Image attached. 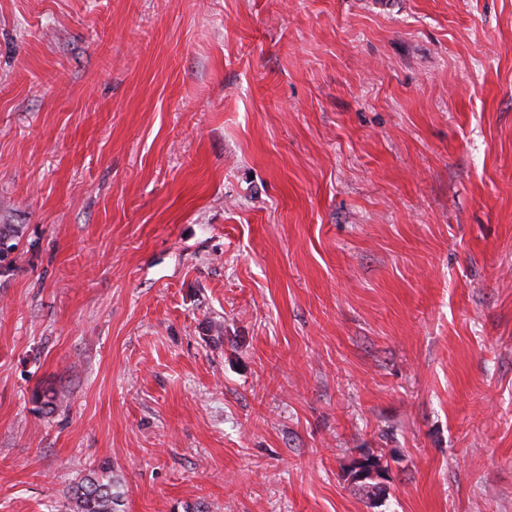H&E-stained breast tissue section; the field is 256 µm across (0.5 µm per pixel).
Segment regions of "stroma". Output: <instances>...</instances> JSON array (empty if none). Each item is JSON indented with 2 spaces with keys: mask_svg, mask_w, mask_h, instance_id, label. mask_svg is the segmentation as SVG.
I'll return each mask as SVG.
<instances>
[{
  "mask_svg": "<svg viewBox=\"0 0 512 512\" xmlns=\"http://www.w3.org/2000/svg\"><path fill=\"white\" fill-rule=\"evenodd\" d=\"M0 222V512H512V0H0ZM22 236V225L0 224V276L9 272L16 262L12 255L18 250ZM112 479L85 478L71 487L69 493L71 512H121L122 496L114 491Z\"/></svg>",
  "mask_w": 512,
  "mask_h": 512,
  "instance_id": "1",
  "label": "stroma"
}]
</instances>
